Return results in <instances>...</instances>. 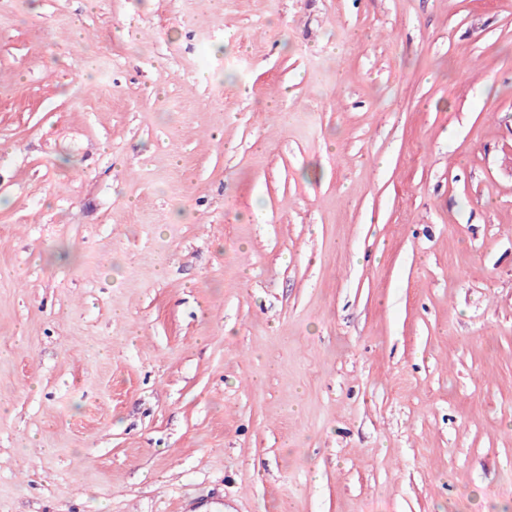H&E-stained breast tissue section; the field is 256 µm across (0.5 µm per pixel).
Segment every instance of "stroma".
<instances>
[{"mask_svg":"<svg viewBox=\"0 0 512 512\" xmlns=\"http://www.w3.org/2000/svg\"><path fill=\"white\" fill-rule=\"evenodd\" d=\"M0 512H512V0H0Z\"/></svg>","mask_w":512,"mask_h":512,"instance_id":"1","label":"stroma"}]
</instances>
